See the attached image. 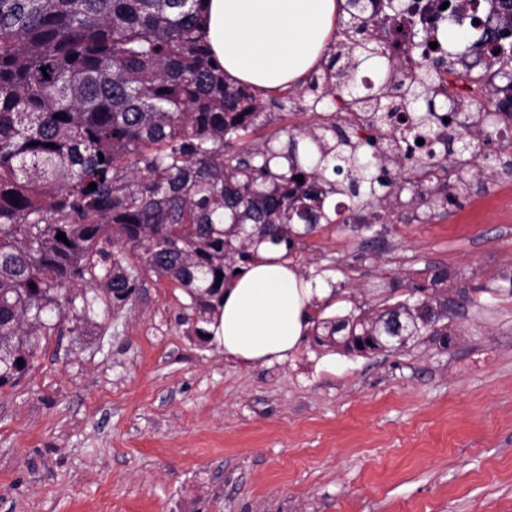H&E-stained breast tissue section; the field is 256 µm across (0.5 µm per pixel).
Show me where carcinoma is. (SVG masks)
<instances>
[{"label": "carcinoma", "instance_id": "obj_1", "mask_svg": "<svg viewBox=\"0 0 512 512\" xmlns=\"http://www.w3.org/2000/svg\"><path fill=\"white\" fill-rule=\"evenodd\" d=\"M204 2L0 0V387L32 367L42 338L63 322L77 332L99 327L144 273L186 295L193 335L206 338L224 286L257 258L261 242L289 252L295 239L335 223L332 195L357 208L384 204L399 151L431 133L440 62L400 81L389 72L364 95L353 92L351 63L335 73L326 66L307 88L323 99L346 92L379 124L392 117L386 106L395 93L425 103L400 131L403 142L366 152L371 140L354 143L330 120L289 132L283 148L272 135L249 142L265 103L213 62ZM373 2L347 0L350 55L387 56L365 37L376 23ZM489 2L470 26L492 44L485 68L512 67V0ZM469 120L456 112L445 154L417 159L423 179L448 173L454 141L470 150ZM329 171L346 174V183L328 180ZM127 247L142 250V265L128 262ZM398 311L406 335L419 337L433 331L448 301L432 289L386 308L314 316L316 341L371 353Z\"/></svg>", "mask_w": 512, "mask_h": 512}]
</instances>
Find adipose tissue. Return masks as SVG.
Segmentation results:
<instances>
[{
    "instance_id": "1",
    "label": "adipose tissue",
    "mask_w": 512,
    "mask_h": 512,
    "mask_svg": "<svg viewBox=\"0 0 512 512\" xmlns=\"http://www.w3.org/2000/svg\"><path fill=\"white\" fill-rule=\"evenodd\" d=\"M340 7L339 0H206L203 30L230 81L259 92L285 89L322 59ZM260 255L225 288L207 327L226 358L248 366L296 353L313 309L334 294L302 277L280 249L265 244Z\"/></svg>"
}]
</instances>
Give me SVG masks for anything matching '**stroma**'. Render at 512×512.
Instances as JSON below:
<instances>
[{"label":"stroma","mask_w":512,"mask_h":512,"mask_svg":"<svg viewBox=\"0 0 512 512\" xmlns=\"http://www.w3.org/2000/svg\"><path fill=\"white\" fill-rule=\"evenodd\" d=\"M262 98L255 136L279 147L324 115L349 124L298 85ZM507 160L502 139L450 160L445 213L392 169L383 223L323 224L293 249L303 276L334 289L333 316L445 272L448 318L403 350L308 340L246 367L193 336L185 294L151 274L102 327L48 336L0 388V512H512Z\"/></svg>","instance_id":"35a3bbf8"}]
</instances>
